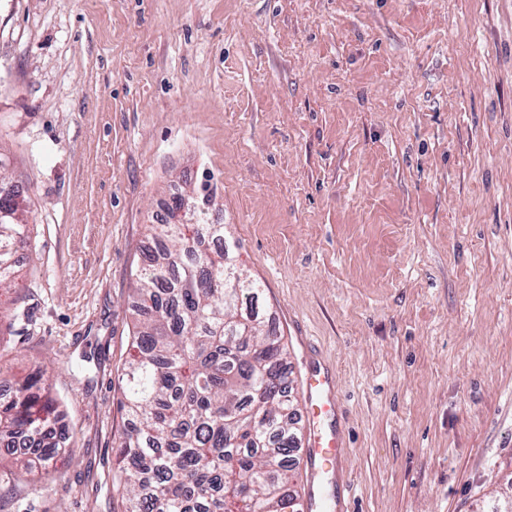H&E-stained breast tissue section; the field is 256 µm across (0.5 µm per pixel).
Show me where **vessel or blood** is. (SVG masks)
<instances>
[{"label": "vessel or blood", "instance_id": "1", "mask_svg": "<svg viewBox=\"0 0 512 512\" xmlns=\"http://www.w3.org/2000/svg\"><path fill=\"white\" fill-rule=\"evenodd\" d=\"M304 384L314 430L306 450L311 464L309 490L301 508L302 512H320L323 483L340 472L346 456L345 444L340 430L333 425L337 414L333 380L312 370L307 373Z\"/></svg>", "mask_w": 512, "mask_h": 512}]
</instances>
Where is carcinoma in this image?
<instances>
[{
    "mask_svg": "<svg viewBox=\"0 0 512 512\" xmlns=\"http://www.w3.org/2000/svg\"><path fill=\"white\" fill-rule=\"evenodd\" d=\"M208 185L149 225L159 242L136 273L132 354L120 379L128 425L115 452L125 512H301L300 442L288 350L237 265ZM26 209L0 188V291L27 243ZM62 413L45 372L0 394V440L26 469L53 475Z\"/></svg>",
    "mask_w": 512,
    "mask_h": 512,
    "instance_id": "cac0c4a2",
    "label": "carcinoma"
}]
</instances>
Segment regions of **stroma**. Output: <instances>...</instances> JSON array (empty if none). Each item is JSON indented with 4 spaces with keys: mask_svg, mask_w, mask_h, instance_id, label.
Listing matches in <instances>:
<instances>
[{
    "mask_svg": "<svg viewBox=\"0 0 512 512\" xmlns=\"http://www.w3.org/2000/svg\"><path fill=\"white\" fill-rule=\"evenodd\" d=\"M0 177V382L46 371L71 434L0 512H124L134 274L203 182L294 378L338 382L353 512L512 484V0H0ZM1 182L0 177V293L11 287L17 272L14 255L29 237L26 209L19 205L18 196L11 189H1Z\"/></svg>",
    "mask_w": 512,
    "mask_h": 512,
    "instance_id": "35a3bbf8",
    "label": "stroma"
}]
</instances>
